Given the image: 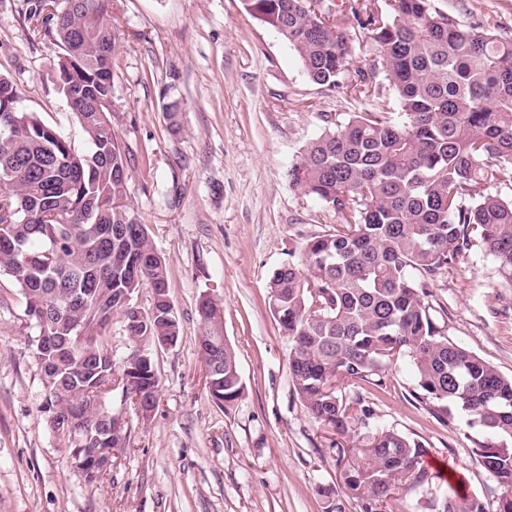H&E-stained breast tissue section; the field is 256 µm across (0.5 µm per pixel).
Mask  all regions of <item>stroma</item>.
Masks as SVG:
<instances>
[{"label": "stroma", "mask_w": 512, "mask_h": 512, "mask_svg": "<svg viewBox=\"0 0 512 512\" xmlns=\"http://www.w3.org/2000/svg\"><path fill=\"white\" fill-rule=\"evenodd\" d=\"M464 25L501 24L512 38V0H432ZM26 0H0V74L22 105L76 149L88 139L54 84L59 49L31 33ZM119 30L112 129L128 161L126 202L146 224L168 270L181 325L176 346L154 352L159 406L133 423V446L89 484L58 447L41 410V370L26 344L24 298L0 274V512H344L361 502L341 477L342 451L365 430L316 423L294 393L288 339L273 316L269 280L301 242L336 214L293 190L287 171L336 113L395 108L389 83L361 103L309 80L295 51L252 18L242 0H112ZM181 100L172 133L163 96ZM430 301L449 339L512 376V288L484 254L431 283ZM220 307L224 336L245 385L229 408L212 401L197 349V303ZM353 414L420 441L439 498L457 481L496 508L501 488L473 448L461 411L440 420L414 397L408 360L383 386L344 381Z\"/></svg>", "instance_id": "obj_1"}]
</instances>
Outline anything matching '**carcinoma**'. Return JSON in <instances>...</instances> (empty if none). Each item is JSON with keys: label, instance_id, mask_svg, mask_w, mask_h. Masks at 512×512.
I'll return each mask as SVG.
<instances>
[{"label": "carcinoma", "instance_id": "1", "mask_svg": "<svg viewBox=\"0 0 512 512\" xmlns=\"http://www.w3.org/2000/svg\"><path fill=\"white\" fill-rule=\"evenodd\" d=\"M243 5L293 48L313 83L363 99L383 78L396 98L395 112L336 115L290 167V186L332 208L336 224L300 245L301 264H283L269 281L301 403L320 424L340 432L355 424L372 438L369 448L349 449L344 484L363 512H378L398 489L432 485L424 446L373 425L369 409L349 416L337 390L342 380L380 379L407 359L414 395L444 417L453 406L467 413L484 468L512 495V377L449 340L428 301L431 281L476 253L492 256L512 284V199L491 192L512 181V39L496 26H463L431 0H391L386 14L351 11L376 45L367 67L352 71L346 16L327 0ZM25 19L61 50L55 85L91 149H75L22 108L17 85L0 75V273L23 295L35 360L43 359L42 336L63 347L59 365L41 370L44 412L63 417L49 423L57 443L123 450L132 425L112 436V394L141 405L147 420L159 380L124 382L108 331L112 317L127 315L117 298L152 290L129 357H153L181 328L166 263L125 204L127 162L107 107L118 44L112 0H33ZM197 312V348L212 367L208 392L228 406L244 392L236 354L213 300L201 297ZM441 512L488 509L455 492Z\"/></svg>", "mask_w": 512, "mask_h": 512}]
</instances>
